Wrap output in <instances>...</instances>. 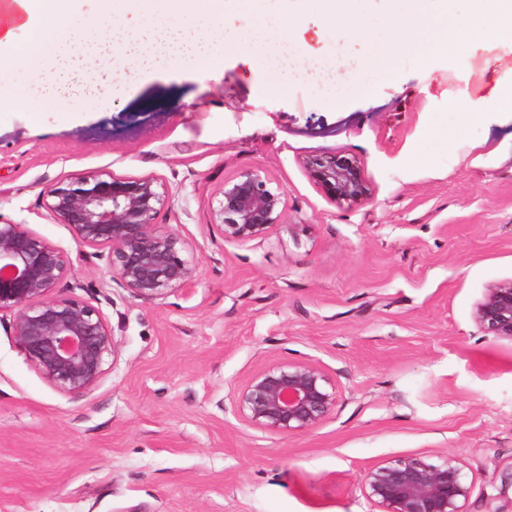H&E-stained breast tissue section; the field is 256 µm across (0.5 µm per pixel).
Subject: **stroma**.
Here are the masks:
<instances>
[{"instance_id":"35a3bbf8","label":"stroma","mask_w":512,"mask_h":512,"mask_svg":"<svg viewBox=\"0 0 512 512\" xmlns=\"http://www.w3.org/2000/svg\"><path fill=\"white\" fill-rule=\"evenodd\" d=\"M512 72L470 44L447 66L402 56L366 91L291 85L227 48L199 70L128 74L65 119L46 100L0 118V224L68 252L71 295L98 307L119 359L85 395L47 384L0 315V512H378L361 480L387 460L454 458L466 512H512V342L475 309L512 280V115L450 109ZM356 159L368 200L331 201L306 162ZM251 170L283 189L298 236L225 241L211 208ZM153 176L157 216L193 248L197 278L163 299L119 287L55 223L43 190L80 174ZM311 359L336 408L294 435L246 424L238 393L268 362Z\"/></svg>"}]
</instances>
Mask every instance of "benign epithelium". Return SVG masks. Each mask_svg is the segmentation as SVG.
Instances as JSON below:
<instances>
[{"label": "benign epithelium", "mask_w": 512, "mask_h": 512, "mask_svg": "<svg viewBox=\"0 0 512 512\" xmlns=\"http://www.w3.org/2000/svg\"><path fill=\"white\" fill-rule=\"evenodd\" d=\"M307 166L331 200L369 198L357 160L322 155ZM44 196L49 215L67 225L80 245L107 251L113 281L133 296L161 298L194 283L197 267L187 257L189 242L156 223L172 198L156 178L75 177L49 185ZM211 218L230 242L273 229L295 235L305 228L288 223L284 191L250 170L224 181ZM72 266L67 252L27 225L0 224V313L13 314L17 344L48 384L88 394L107 374L109 361H117L119 343L99 308L54 294ZM475 318L486 335L512 341V280L487 290ZM238 402L248 425L289 435L312 430L330 416L336 387L315 361H272L251 375ZM362 487L380 512H465L473 483L451 458L430 462L409 456L373 466Z\"/></svg>", "instance_id": "obj_1"}]
</instances>
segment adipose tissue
I'll return each instance as SVG.
<instances>
[{
	"label": "adipose tissue",
	"mask_w": 512,
	"mask_h": 512,
	"mask_svg": "<svg viewBox=\"0 0 512 512\" xmlns=\"http://www.w3.org/2000/svg\"><path fill=\"white\" fill-rule=\"evenodd\" d=\"M300 0H8L0 7V72L28 71L44 98L68 97L71 110L104 99L125 72L144 73L165 61L209 66L227 46L256 54L275 79L270 91L287 92L294 74L314 69L323 83L359 91L378 63L395 64L418 51L424 68L445 64L449 42L512 44V0H468L466 21L453 22L456 0H381L383 35L364 24L367 0H314L321 21L342 36L315 62L291 37ZM251 15L249 27L226 33L233 13ZM26 41H16V28ZM452 104L472 122L512 112V79L479 98Z\"/></svg>",
	"instance_id": "obj_1"
}]
</instances>
